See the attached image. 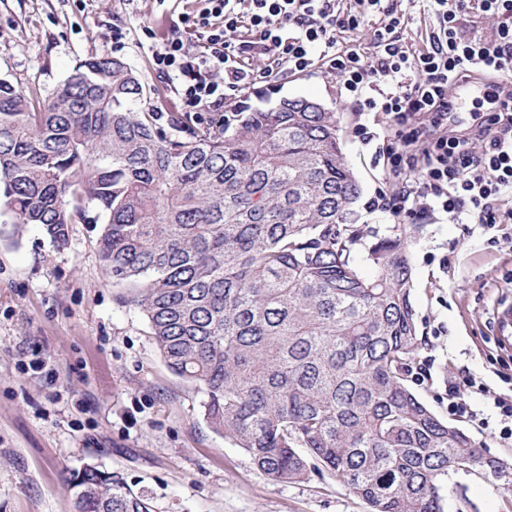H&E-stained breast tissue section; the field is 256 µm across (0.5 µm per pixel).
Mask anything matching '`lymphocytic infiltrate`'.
<instances>
[{
  "mask_svg": "<svg viewBox=\"0 0 512 512\" xmlns=\"http://www.w3.org/2000/svg\"><path fill=\"white\" fill-rule=\"evenodd\" d=\"M183 14L166 41L152 52L156 71L170 78L186 102L204 112L223 107L272 76L316 67L339 83L357 111L374 113L376 127L358 124L355 135L380 147L385 176L401 179L394 194L372 202L398 224L428 214L492 229L512 223V0H424L434 24L425 46L409 50L402 39L412 21L405 0H203ZM492 19L488 34L467 35L465 17ZM378 17L370 43L357 34L366 17ZM201 45L187 49L182 31ZM349 42H341V35ZM266 64L252 68L251 59ZM496 87L492 109L467 128L455 120L457 81ZM458 416L496 421L501 439L512 440V395L495 396L492 418L470 400L450 395Z\"/></svg>",
  "mask_w": 512,
  "mask_h": 512,
  "instance_id": "obj_1",
  "label": "lymphocytic infiltrate"
}]
</instances>
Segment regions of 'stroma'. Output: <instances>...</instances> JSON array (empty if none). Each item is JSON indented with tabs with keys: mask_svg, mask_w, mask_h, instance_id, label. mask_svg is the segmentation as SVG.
Masks as SVG:
<instances>
[{
	"mask_svg": "<svg viewBox=\"0 0 512 512\" xmlns=\"http://www.w3.org/2000/svg\"><path fill=\"white\" fill-rule=\"evenodd\" d=\"M200 0H0V78L48 101L92 55L125 60L154 93L147 108L188 109L151 66V52ZM316 99L336 115L361 185L356 224L391 235L371 208L381 187L375 145L354 134L360 117L334 79L311 70L256 84L242 103ZM413 272L412 305L422 343L414 364L432 360V378L414 383L442 420L507 463L505 475L453 472L445 512H512V442L448 412V393L485 407L512 391V223L484 232L438 213L403 225ZM0 204V512H72L69 471L96 462L122 473L155 512H368L329 473L296 483L269 480L203 415L204 392L174 375L146 317L126 289L105 276L99 227L72 225L66 248L42 230L12 234ZM480 377L485 393L468 385Z\"/></svg>",
	"mask_w": 512,
	"mask_h": 512,
	"instance_id": "35a3bbf8",
	"label": "stroma"
}]
</instances>
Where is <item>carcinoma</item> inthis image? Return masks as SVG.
<instances>
[{"label":"carcinoma","instance_id":"cac0c4a2","mask_svg":"<svg viewBox=\"0 0 512 512\" xmlns=\"http://www.w3.org/2000/svg\"><path fill=\"white\" fill-rule=\"evenodd\" d=\"M145 94L109 56L81 60L38 107L0 80L13 234L35 225L62 249L72 224L104 214V273L128 289L169 370L204 391L209 425L273 481L304 480L312 459L369 512H444L449 473H505L408 385L409 254L399 234L359 249L360 184L335 113L283 98L163 126ZM68 486L74 512H154L94 462Z\"/></svg>","mask_w":512,"mask_h":512}]
</instances>
